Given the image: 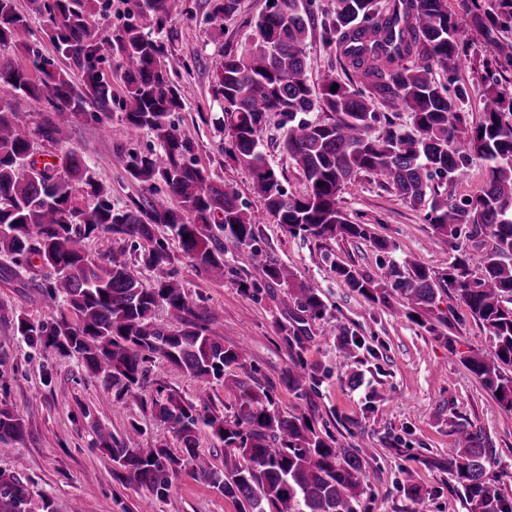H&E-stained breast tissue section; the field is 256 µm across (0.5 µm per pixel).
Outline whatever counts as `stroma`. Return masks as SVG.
I'll return each instance as SVG.
<instances>
[{"label":"stroma","instance_id":"35a3bbf8","mask_svg":"<svg viewBox=\"0 0 512 512\" xmlns=\"http://www.w3.org/2000/svg\"><path fill=\"white\" fill-rule=\"evenodd\" d=\"M181 15L168 20L159 37L168 51L174 80L184 91V108L175 115L181 133L195 142L196 165L211 181L233 187L256 226L259 261L288 265L296 282L317 288L326 304L323 316L300 311L286 287L265 283L251 265L241 263L240 247L224 241V276L217 279L184 256L176 240L168 248L174 256L171 272L190 303L205 312L224 333L228 346L245 348L246 369L264 384L275 387L281 410L310 418L320 431L344 444L362 449L364 483L359 512H470L469 505L448 471V450L455 431L464 425L477 432L486 447V476L512 499V411L501 406L461 363L460 354L491 348L489 333L474 320L456 296L440 295L434 310L448 322L438 333L396 315L391 306L368 302L337 279L335 261L343 260L378 275L391 264L416 260L439 271L447 268L458 247L491 248V238L460 237L458 243L434 241L427 220L428 206L413 207L383 181L361 173L347 183L340 206L350 220L375 225L379 235L394 244L387 252L364 240L326 239L289 234L255 197L247 168L234 161L227 140L216 124L223 103L212 92L214 68L224 51H239L255 33V22L269 0H239L234 14L213 17V0H182ZM491 59L478 33L470 35V60L455 73L435 69L436 82L448 88L465 86L470 123H477L485 98V65ZM283 122L272 113L261 132L266 161L283 187L301 194L305 181L281 147ZM62 149L77 148L93 160L100 180L112 188L113 206L121 207L141 195L140 183L127 177L126 164L157 150L147 130L127 127L113 117L110 132L83 118L65 129ZM487 164L478 156L447 181L433 178L431 189L458 199L479 194ZM97 257H112L130 265L142 282L151 273L141 264V242L100 237L88 244ZM28 268L0 278V305L35 322H52L55 314L28 282ZM252 283L241 292L240 280ZM300 320L310 338L305 360L317 368L315 381L298 390L282 379L291 363V350L282 327ZM349 329L361 340L354 359L340 364L338 336ZM455 337L448 347L447 337ZM0 365L10 375L0 389V403L20 413L25 436L11 453L0 455V470L28 482L34 499H49L54 512H140L149 491L115 476L116 464L99 447L94 424L110 427L118 444L130 448L167 447L179 450L174 432L153 408L154 400L173 393L223 415L233 414L235 400L223 383L203 384L191 379L162 357L147 365V382L131 391L122 406L101 379L92 376L81 360L52 350L31 348L7 324L0 323ZM357 383H350V376ZM412 477L424 494L423 503L408 498L402 488ZM155 512H237L236 505L191 469L171 479L167 496L154 500Z\"/></svg>","mask_w":512,"mask_h":512}]
</instances>
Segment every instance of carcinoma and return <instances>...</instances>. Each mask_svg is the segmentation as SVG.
<instances>
[{"label": "carcinoma", "instance_id": "1", "mask_svg": "<svg viewBox=\"0 0 512 512\" xmlns=\"http://www.w3.org/2000/svg\"><path fill=\"white\" fill-rule=\"evenodd\" d=\"M467 25L484 39L494 61L512 64V40L500 36L512 27V0H466ZM126 21L110 23L112 0H29V11L15 0H0V254L16 265L40 262L45 273L31 278L45 305L67 304L52 324L34 322L0 306V322L31 345L76 355L101 378L115 400L147 380L145 363L160 356L191 379L224 380L236 400L228 418L199 409L168 394L154 401L158 417L181 443V455L168 448H115L112 432L99 425L96 435L118 465L119 479L133 481L161 498L169 477L192 472L231 499L238 512H358L363 493V457L338 439L315 429L304 416L280 410L274 387L245 371L243 349L224 346V336L192 305L173 278V257L155 239L165 226L183 254L196 266L224 276V237L244 247L255 260V225L238 203L237 192L209 180L186 158L195 152L173 114L184 93L172 79L165 45L146 31L181 12L182 0H127ZM62 57L81 72L76 83L67 70L44 58L32 45L31 16ZM315 28L306 0H279L255 23L250 46L224 51L215 69L213 94L224 102L219 131L228 137L229 154L252 176V190L277 223L292 235L316 239H362L379 250L393 243L373 224L350 221L341 210L345 184L364 172L381 178L411 206L426 201L429 181L451 180L472 155L486 161L488 176L479 195L465 200L432 197L429 224L437 238L456 240L462 227L493 240L488 251L466 248L443 271L416 260L392 265L381 276L340 261L336 278L366 299L387 304L401 299L396 312L411 320L433 312L438 295L453 291L489 332L492 349L460 357L504 408L512 410V99L491 83L485 91L482 121L468 130L463 105L466 87L454 93L432 77L434 67L457 70L468 61L466 30L448 9V0H336L320 21L322 42L342 50L352 79L342 83L333 72L317 82L307 74L305 43ZM22 49V64L7 49ZM118 58L123 95L121 120L148 129L160 151L126 167L131 180L162 183L167 198L142 196L115 208L111 189L77 149L59 150L64 128L88 116L103 130L112 121V83L100 64ZM337 91H331L333 85ZM44 101L34 126L22 113ZM403 111L409 129L387 128L373 136L376 105ZM277 112L286 131L282 148L304 176L301 195L287 192L260 147L266 114ZM323 112L310 121L305 115ZM54 161H42L40 157ZM106 235L143 240L141 263L153 272L142 284L128 265L114 258L94 259L86 242ZM264 279L281 286L293 272L277 263L258 265ZM304 311L320 316L325 304L318 289H291ZM164 308L171 322L155 321ZM294 357L284 378L299 389L314 380L302 353L310 342L298 322L284 327ZM242 374L230 375L231 367ZM207 429L241 461L216 468L198 449ZM22 416L0 405V443L24 434ZM448 449V470L472 512H512V503L488 482L478 436L466 426L456 430ZM0 512H32L25 483L0 471Z\"/></svg>", "mask_w": 512, "mask_h": 512}]
</instances>
